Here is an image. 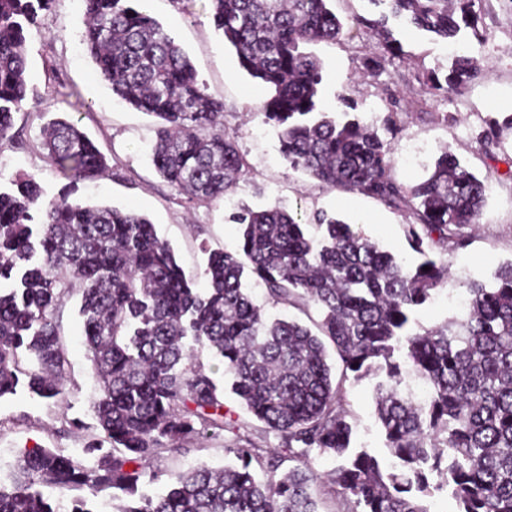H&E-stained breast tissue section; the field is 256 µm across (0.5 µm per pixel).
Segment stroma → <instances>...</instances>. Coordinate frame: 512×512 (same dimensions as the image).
<instances>
[{
    "instance_id": "35a3bbf8",
    "label": "stroma",
    "mask_w": 512,
    "mask_h": 512,
    "mask_svg": "<svg viewBox=\"0 0 512 512\" xmlns=\"http://www.w3.org/2000/svg\"><path fill=\"white\" fill-rule=\"evenodd\" d=\"M484 22L491 32L485 44H472L470 56L477 74L451 95L422 94L418 76L427 71L446 73L457 55L454 41L420 30L402 19L389 25L402 51L381 56L376 31L362 28L355 39L322 42L312 52L322 64L321 100L324 110L342 112L353 103L356 114L375 128L388 144L393 174L402 183L422 180L441 150H448L479 178L489 192L467 247L453 258L450 289L466 296V284L490 278L497 266L512 261V129H503L500 148L486 153L480 134L488 120L512 114V0H483ZM151 14L182 45L197 79L211 96L224 102V129L234 136L249 166L245 178L223 199L189 202L167 184L149 161L155 137L153 117L117 102L99 83L94 65L84 53L80 36L85 15L82 0H55L51 11L40 13L42 33L27 44L30 84L38 107H25L14 117L18 140L0 142L1 173L36 174L46 198H53L66 180L47 162L41 149L42 128L54 117L78 120L81 128L107 158L108 169L92 182L74 185L76 197L110 204L146 215L159 238L174 250L186 276L204 285L208 251L235 249L240 227L233 217L241 209L274 203L297 213L311 236H319L316 213L324 212L353 224L406 265L420 262L406 238L408 214L388 208L362 194L329 187L290 168L279 150L277 130L260 108L269 92L239 69L233 50L215 29L207 0H152ZM381 56L380 67L367 59ZM395 126H388V116ZM80 288H73L59 320L70 361L63 397L45 399L26 385L0 399V477L10 478L21 452L29 448H83L94 430L91 401L97 384L88 371L77 309ZM198 355L219 387L228 385L223 364L207 349ZM333 374L343 377L353 427L352 445L385 454V441L375 408L378 375L354 379L343 373L338 356H330ZM224 409L238 418L239 432H220L163 449L155 470L170 475L200 462L215 467L230 460L225 447L234 436L275 448L278 438L263 432L237 398L227 392Z\"/></svg>"
}]
</instances>
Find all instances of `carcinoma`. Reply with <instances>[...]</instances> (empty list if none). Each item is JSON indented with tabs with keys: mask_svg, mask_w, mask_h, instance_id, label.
Masks as SVG:
<instances>
[{
	"mask_svg": "<svg viewBox=\"0 0 512 512\" xmlns=\"http://www.w3.org/2000/svg\"><path fill=\"white\" fill-rule=\"evenodd\" d=\"M54 2L0 0V141L13 138L14 114L28 102L27 42ZM82 2L81 43L98 78L157 119L150 149L156 172L191 201L223 198L247 169L235 138L224 133V102L199 85L187 53L140 0ZM209 2L240 68L270 90L262 112L278 128L289 166L407 211L409 245L424 260L406 266L325 213L315 215L325 227L316 243L273 204L234 216L243 227L240 245L208 252L207 287L198 289L146 216L66 191L47 199L35 176H13L0 186V399L16 393L22 375L34 395L63 394L69 361L58 314L77 284L101 435L84 444L91 467L60 448L22 452L10 484L0 483V512H55L47 488L74 493L73 512H87L109 490L128 499L119 512H320L314 454L343 459L328 495L346 512H430L426 500L447 487L456 512H512V262L489 282L468 285L463 317L411 329L414 315L449 282L450 255L467 246L488 182L444 151L422 181L404 185L377 130L321 108L322 66L307 47L350 36L330 0ZM387 2L391 14L440 38L469 32L487 39L482 0ZM368 25L383 50L395 53L388 15ZM475 70L473 58L460 55L443 76L422 74L423 90L459 92ZM41 148L71 183L107 168L71 118L49 120ZM433 244L444 256H429ZM249 278L274 305L315 309L317 332L266 317L248 292ZM327 341L355 378L385 374L376 413L392 464L351 448L346 392L332 375ZM194 344L224 363L231 392L280 444L258 448L240 438L226 448L235 462L172 474L150 496L140 491L141 479L159 480L151 463L162 449L211 428L240 429L225 419L224 391ZM403 364L428 386L426 400L399 388ZM288 459L297 465L278 474Z\"/></svg>",
	"mask_w": 512,
	"mask_h": 512,
	"instance_id": "1",
	"label": "carcinoma"
}]
</instances>
